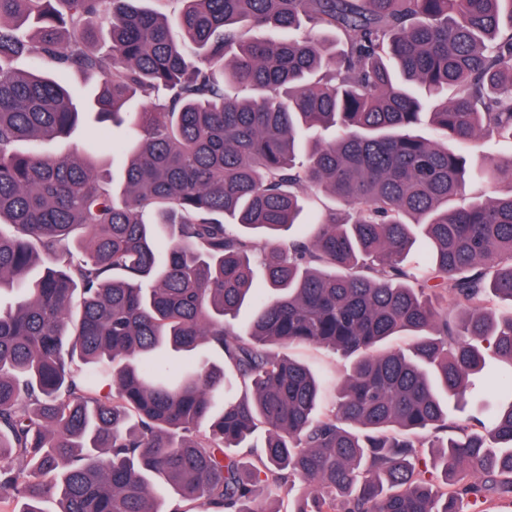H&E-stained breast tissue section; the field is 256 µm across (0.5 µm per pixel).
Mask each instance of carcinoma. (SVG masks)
I'll return each instance as SVG.
<instances>
[{
  "mask_svg": "<svg viewBox=\"0 0 512 512\" xmlns=\"http://www.w3.org/2000/svg\"><path fill=\"white\" fill-rule=\"evenodd\" d=\"M170 2L0 0V505L269 512L258 488L296 479L291 512L512 498V314L494 313L512 303V192L469 190L512 181V154L468 164L474 143H512V0ZM88 110L130 128L118 177L42 150ZM321 194L347 210L282 239ZM201 344L224 365L167 370L166 349ZM299 344L349 361L328 408L274 351ZM491 354L509 401L450 417ZM226 366L242 393L215 414ZM51 75L69 86L78 98L85 102L90 101L97 91V81L92 77H84L69 71H50Z\"/></svg>",
  "mask_w": 512,
  "mask_h": 512,
  "instance_id": "cac0c4a2",
  "label": "carcinoma"
}]
</instances>
